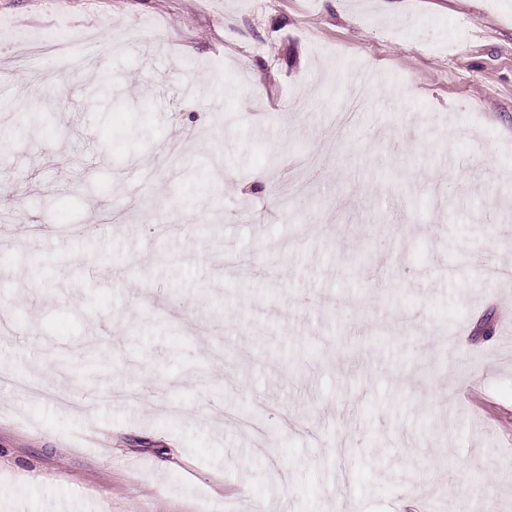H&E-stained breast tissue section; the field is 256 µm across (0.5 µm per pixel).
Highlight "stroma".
<instances>
[{
	"instance_id": "obj_1",
	"label": "stroma",
	"mask_w": 512,
	"mask_h": 512,
	"mask_svg": "<svg viewBox=\"0 0 512 512\" xmlns=\"http://www.w3.org/2000/svg\"><path fill=\"white\" fill-rule=\"evenodd\" d=\"M401 2L0 0V512H512V0Z\"/></svg>"
}]
</instances>
